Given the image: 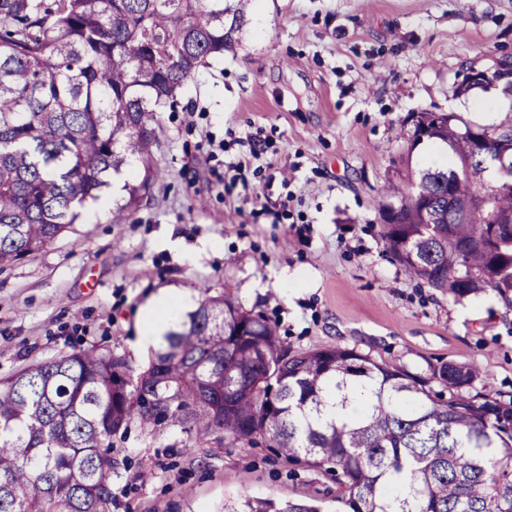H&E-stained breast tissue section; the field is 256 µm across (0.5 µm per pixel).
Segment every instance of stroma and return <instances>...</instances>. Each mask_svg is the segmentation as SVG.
I'll use <instances>...</instances> for the list:
<instances>
[{
    "mask_svg": "<svg viewBox=\"0 0 512 512\" xmlns=\"http://www.w3.org/2000/svg\"><path fill=\"white\" fill-rule=\"evenodd\" d=\"M233 45L157 114V176L130 213L91 217L0 270V380L86 348L132 346L160 289L225 295L262 316L289 353L342 346L421 374L473 364L475 391L512 397V308L496 293L454 299L407 276L382 239L388 184L407 186L421 112L482 124L494 89L455 95L468 69L512 57V0H245ZM268 147L251 191L225 193L246 135ZM288 211L269 223L266 212ZM179 241L180 250L167 246ZM205 241L220 247L189 262ZM299 275L292 292L280 273ZM112 512H224L247 498L318 500L343 512L333 474L275 449L191 441L139 424L114 437Z\"/></svg>",
    "mask_w": 512,
    "mask_h": 512,
    "instance_id": "35a3bbf8",
    "label": "stroma"
}]
</instances>
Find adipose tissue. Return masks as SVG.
Instances as JSON below:
<instances>
[{"label": "adipose tissue", "instance_id": "1", "mask_svg": "<svg viewBox=\"0 0 512 512\" xmlns=\"http://www.w3.org/2000/svg\"><path fill=\"white\" fill-rule=\"evenodd\" d=\"M197 297L188 291H162L150 297L138 310L140 327L134 348L148 352L160 348L173 323L196 305Z\"/></svg>", "mask_w": 512, "mask_h": 512}]
</instances>
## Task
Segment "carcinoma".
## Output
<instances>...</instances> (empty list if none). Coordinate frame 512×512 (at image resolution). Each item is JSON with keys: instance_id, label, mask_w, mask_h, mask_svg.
<instances>
[{"instance_id": "1", "label": "carcinoma", "mask_w": 512, "mask_h": 512, "mask_svg": "<svg viewBox=\"0 0 512 512\" xmlns=\"http://www.w3.org/2000/svg\"><path fill=\"white\" fill-rule=\"evenodd\" d=\"M224 0H0V266L51 245L123 173L118 212L149 193L155 114L232 39ZM426 141L448 164L411 172L382 239L405 273L455 299L512 307V224L476 202L498 151L471 164L460 126ZM464 218L448 208V177ZM420 200H414V193ZM474 365L416 376L355 349L292 356L262 317L204 297L134 374L125 354L80 349L0 380V512H112V436L131 421L191 440L267 441L288 462L336 473L345 512H512V400L472 393ZM448 390L431 396L430 383ZM225 512H322L246 499Z\"/></svg>"}]
</instances>
